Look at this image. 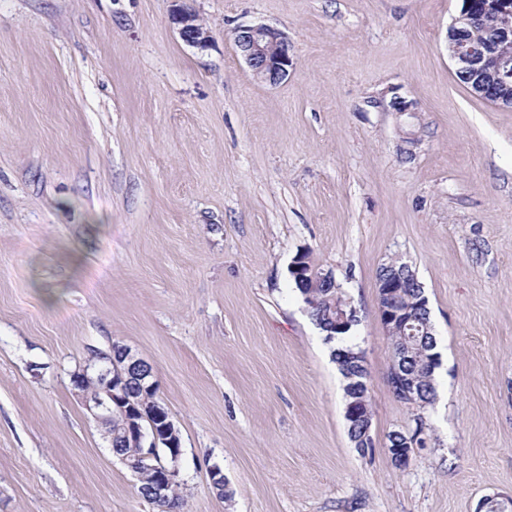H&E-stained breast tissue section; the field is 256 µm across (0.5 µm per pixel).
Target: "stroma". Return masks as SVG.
<instances>
[{
  "instance_id": "stroma-1",
  "label": "stroma",
  "mask_w": 512,
  "mask_h": 512,
  "mask_svg": "<svg viewBox=\"0 0 512 512\" xmlns=\"http://www.w3.org/2000/svg\"><path fill=\"white\" fill-rule=\"evenodd\" d=\"M178 4L208 48L180 39ZM462 6L0 0V512H157L71 383L115 344L151 364L180 431L181 512L512 502V109L456 76ZM257 23L293 45L275 85L235 46ZM302 251L361 318V452L290 279ZM394 256L442 355L427 445L402 470L387 436L420 411L387 385L376 270ZM171 19L177 26L178 34L188 46L204 49L211 40L209 30L200 22L198 15L187 8L176 6Z\"/></svg>"
}]
</instances>
